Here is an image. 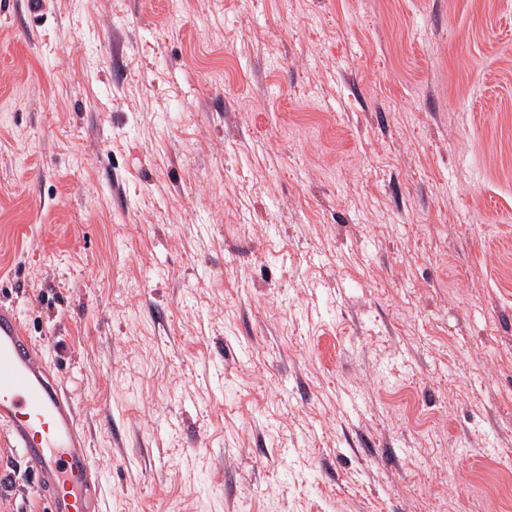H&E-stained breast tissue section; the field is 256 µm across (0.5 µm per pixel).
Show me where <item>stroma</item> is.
Listing matches in <instances>:
<instances>
[{"label": "stroma", "instance_id": "obj_1", "mask_svg": "<svg viewBox=\"0 0 512 512\" xmlns=\"http://www.w3.org/2000/svg\"><path fill=\"white\" fill-rule=\"evenodd\" d=\"M1 301L102 512H512V0H0Z\"/></svg>", "mask_w": 512, "mask_h": 512}]
</instances>
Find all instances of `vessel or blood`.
Returning a JSON list of instances; mask_svg holds the SVG:
<instances>
[{
  "label": "vessel or blood",
  "mask_w": 512,
  "mask_h": 512,
  "mask_svg": "<svg viewBox=\"0 0 512 512\" xmlns=\"http://www.w3.org/2000/svg\"><path fill=\"white\" fill-rule=\"evenodd\" d=\"M0 446L24 462L45 512H100L99 473L71 397L15 306L0 304Z\"/></svg>",
  "instance_id": "1"
}]
</instances>
